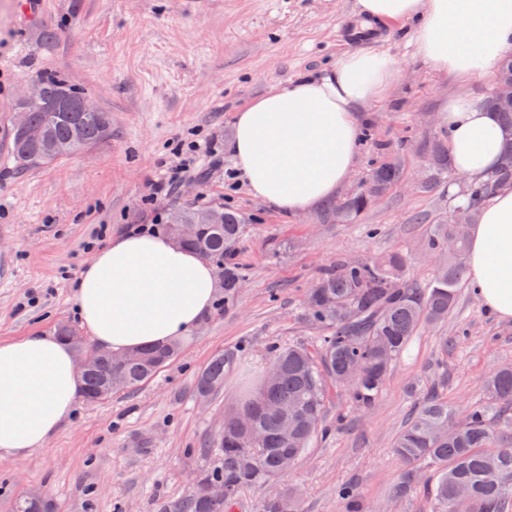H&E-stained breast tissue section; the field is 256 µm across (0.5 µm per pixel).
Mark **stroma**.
Masks as SVG:
<instances>
[{
	"instance_id": "stroma-1",
	"label": "stroma",
	"mask_w": 512,
	"mask_h": 512,
	"mask_svg": "<svg viewBox=\"0 0 512 512\" xmlns=\"http://www.w3.org/2000/svg\"><path fill=\"white\" fill-rule=\"evenodd\" d=\"M21 0H0V339L78 326L72 283L98 247L151 223L176 205L242 214L238 254L246 280L229 304H216L184 340L180 357L141 386L97 404L79 402L47 447L0 462V512L40 493L57 512H157L159 499L184 493L205 464L225 411L259 386L269 351L288 343L315 348L323 331L304 308L311 283L337 255L379 257L400 250L408 273L433 274L420 251L432 224L456 201L445 179L429 185L425 142L445 139L438 110L459 84L415 57L411 24L384 23L374 49L390 51L401 72L383 101L360 112L357 165L336 203L367 180L372 161L399 157L403 177L352 223H326L324 206L300 214L252 196L231 148L236 112L274 86L328 72L350 43L343 26L361 21L358 0H40L23 21ZM54 42H45L44 30ZM85 89L112 116L111 137L45 167L17 172L10 129L18 99L43 72ZM202 145L192 155L188 144ZM194 159V175L172 196L143 205L150 184ZM372 224L379 234L360 230ZM237 352L223 388L207 401L194 377L218 351ZM512 364V322L460 288L445 322L423 327L393 366L375 404L353 410L329 387L326 413L343 425L310 448L283 480L301 512H345L341 484L356 485L367 512H429L422 493L392 503L402 470L393 442L430 388L465 408L495 367Z\"/></svg>"
}]
</instances>
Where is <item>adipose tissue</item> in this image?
Masks as SVG:
<instances>
[{
  "label": "adipose tissue",
  "mask_w": 512,
  "mask_h": 512,
  "mask_svg": "<svg viewBox=\"0 0 512 512\" xmlns=\"http://www.w3.org/2000/svg\"><path fill=\"white\" fill-rule=\"evenodd\" d=\"M358 7L374 20L411 23L416 56L460 81L439 122L456 172L467 183L483 181L500 160L504 133L466 85L493 76L512 53V0H359ZM399 72L389 51H346L327 74L299 76L239 109L232 149L250 193L291 213L333 198L357 164L360 108L383 100ZM467 270L484 306L512 321V186L480 206ZM218 288L212 265L194 251L157 232H131L94 251L73 299L91 342L125 353L188 337ZM81 391L75 352L59 336L0 340V460L45 447Z\"/></svg>",
  "instance_id": "1"
}]
</instances>
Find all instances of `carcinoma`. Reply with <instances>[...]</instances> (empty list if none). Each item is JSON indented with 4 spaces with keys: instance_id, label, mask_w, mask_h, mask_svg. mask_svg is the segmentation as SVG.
<instances>
[{
    "instance_id": "obj_1",
    "label": "carcinoma",
    "mask_w": 512,
    "mask_h": 512,
    "mask_svg": "<svg viewBox=\"0 0 512 512\" xmlns=\"http://www.w3.org/2000/svg\"><path fill=\"white\" fill-rule=\"evenodd\" d=\"M38 82L41 101L20 100L16 112L22 118L13 121L10 132L11 157L18 170L52 164L112 135L110 113L79 110L86 97L83 89L56 74H43ZM488 105L497 112L506 138L498 167L482 183L465 187L462 208L471 215L482 198L512 185V108L492 99ZM34 127L43 132L37 141L28 135ZM427 155L432 180L454 177L456 171L439 141L427 147ZM400 176L395 160L374 163L364 187L328 217L355 220ZM187 224L193 228L190 234L182 233ZM244 229V221L233 211L180 205L167 213L166 230L177 244L222 262L227 299L236 296L245 276L236 261ZM467 247L468 225L446 220L432 225L423 248L436 257L437 265L424 284L408 276V257L399 251L374 258L336 257L305 299L308 315L326 330L319 340V356L296 345L273 349L270 361L277 377L262 382L241 407L224 413L215 443L201 449L208 465L185 493L163 500L160 512H234L242 489L288 474L329 432L325 402L330 384L345 390L355 409H370L420 328L444 322L454 309L466 273ZM181 351L182 344L173 341L111 358L86 346L84 398L94 403L133 389ZM234 363L232 350L215 354L195 378V396L208 398L219 391ZM394 448L403 469L393 499L421 487L431 512H512V367L492 371L483 396L461 417L444 396L425 398ZM425 468L434 470V479L422 485L420 471ZM217 483L224 485L222 499L208 494V487ZM336 497L348 503L347 512H360L355 486L336 487ZM13 512H53V503L29 494L15 500ZM258 512H299V505L290 491L281 489L261 501Z\"/></svg>"
}]
</instances>
